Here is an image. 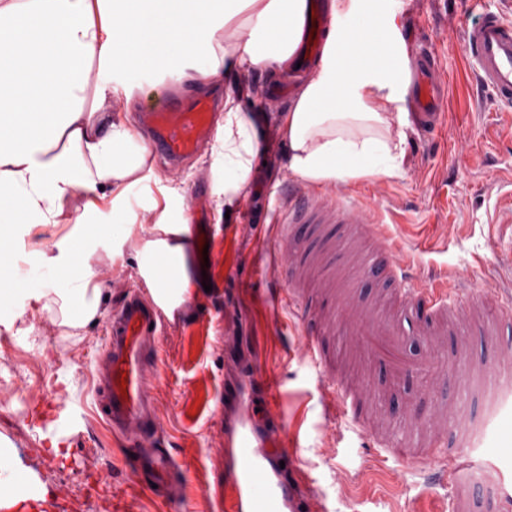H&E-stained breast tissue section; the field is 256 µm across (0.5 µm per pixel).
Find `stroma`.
Wrapping results in <instances>:
<instances>
[{"mask_svg":"<svg viewBox=\"0 0 512 512\" xmlns=\"http://www.w3.org/2000/svg\"><path fill=\"white\" fill-rule=\"evenodd\" d=\"M384 6L395 21L397 40H423L448 72L446 121L429 142L403 121L402 179L302 188L318 205L339 193L359 202L369 221L388 225L405 239L422 271L448 269L475 293L497 286L498 275L512 272V229L490 224L494 213L512 204V109L492 101L461 56L469 0H385ZM236 81L252 87L255 105L268 117L248 202L224 223L215 222L209 152L177 167L156 165L185 187L191 231L211 244L210 257L192 253L194 268L206 273L211 291L199 292L179 319L167 322L158 343V447L178 466L176 501L163 503L149 488L99 410L96 367L109 320L124 289L143 285L128 252L101 260V315L78 335H66L45 314L35 321V335L0 330V347L9 349L8 360L0 359V383L16 389L13 401L0 403V448L16 450L19 465L42 484L43 502H56L57 512H122L121 497L131 489L136 512H208V493L224 484V420L233 408L234 363L264 348L265 337L280 335L286 349L274 371L289 405L304 411L303 418L289 417L288 430L299 435L296 463L318 496L308 512H450L447 490L427 492L415 469L397 458L373 461L357 428L336 425L321 412L324 388L304 356L297 319L270 295L271 289L286 287L271 258L272 226L289 188L298 185L285 167L287 148L275 123L283 107L272 94L280 89L294 99L298 78L273 80L252 72ZM236 81L227 77L223 84ZM408 392L422 416L447 397L459 402L463 414L481 411L482 400L473 392L416 384ZM74 408L83 413L81 423L59 433ZM480 446L486 459L512 470V394L490 415ZM82 455L93 458V477L72 468V460Z\"/></svg>","mask_w":512,"mask_h":512,"instance_id":"35a3bbf8","label":"stroma"}]
</instances>
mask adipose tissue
Segmentation results:
<instances>
[{"label":"adipose tissue","instance_id":"ef3b65f1","mask_svg":"<svg viewBox=\"0 0 512 512\" xmlns=\"http://www.w3.org/2000/svg\"><path fill=\"white\" fill-rule=\"evenodd\" d=\"M325 49L280 113L289 174L306 184H352L405 174L399 51L382 0H328ZM306 0H0V330L28 313L77 330L100 316L96 264L132 251L167 319L198 295L186 191L163 182L143 140L115 113L160 84L200 85L261 70L295 71ZM376 64L364 65L366 56ZM252 89L224 93L209 182L217 220L250 195L267 115ZM82 226L75 237L69 225ZM60 236L54 253L38 231ZM20 248L4 249L3 241ZM43 486L0 448V508L43 500Z\"/></svg>","mask_w":512,"mask_h":512}]
</instances>
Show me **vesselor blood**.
<instances>
[{
    "instance_id": "obj_1",
    "label": "vessel or blood",
    "mask_w": 512,
    "mask_h": 512,
    "mask_svg": "<svg viewBox=\"0 0 512 512\" xmlns=\"http://www.w3.org/2000/svg\"><path fill=\"white\" fill-rule=\"evenodd\" d=\"M471 6L479 15L463 24L460 52L475 66L481 85L494 100L512 107V18L507 15L512 0H505L495 12L483 9L482 0H471ZM332 24L324 0H307L305 35L297 48L303 64L322 54L324 33ZM403 70L413 122L423 136H431L444 121L448 84L436 57L426 50L411 55ZM219 102L220 93L212 88L201 90L187 103L170 100L161 109L138 113L139 132L168 164H182L214 139ZM335 224L346 225L348 236L331 234L329 228ZM276 243L288 257L284 273L289 288L282 306H304V284L311 278L319 292L334 302L321 315L310 317L304 342L307 357L326 385L325 415L358 427L375 460L393 455L416 461L430 453L434 465L422 476L426 485L448 489L452 512H512V490H505L499 468L492 464L477 471L471 468L479 453L474 433L465 426L448 432V423L458 414L455 404H438L433 416L418 424L406 423L398 410L376 420L366 413L368 381L336 371V356L341 353L355 356L362 365L376 366L394 384L428 375L461 380L469 390L489 394L511 387L512 289L473 295L449 281L443 269L421 278L414 259L397 261L401 246L385 225L368 222L357 203L341 199L320 207L306 193L289 195L276 227ZM362 278L381 285L383 294L370 303L357 300ZM161 319V310L134 291L113 312L103 367L107 390L103 411L134 444L138 463L152 481L164 486L171 480L173 461L152 440L150 408L158 359L148 348ZM339 336L349 342L336 351L330 341ZM410 336L424 339L425 356L408 357L404 342ZM265 364L262 358L254 361L255 382L264 391L267 408L277 409L279 388L266 377ZM279 446L277 438L258 434L254 413L239 417L224 450L232 467L212 512H300L291 483L265 454Z\"/></svg>"
}]
</instances>
